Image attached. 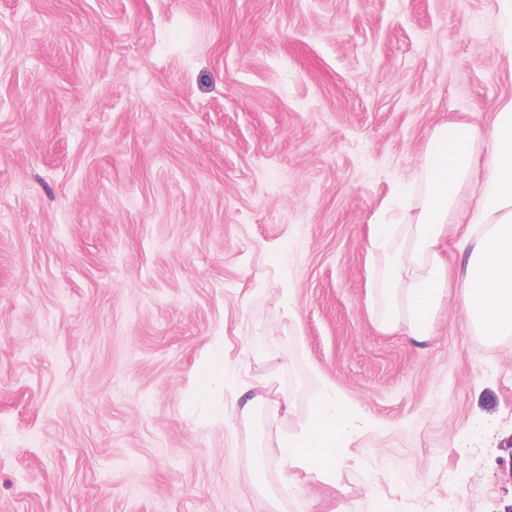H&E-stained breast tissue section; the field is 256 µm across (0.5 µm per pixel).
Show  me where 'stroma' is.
Masks as SVG:
<instances>
[{
    "mask_svg": "<svg viewBox=\"0 0 512 512\" xmlns=\"http://www.w3.org/2000/svg\"><path fill=\"white\" fill-rule=\"evenodd\" d=\"M511 30L503 0H0V512H512V340L367 301L434 127L486 153ZM324 384L369 421L330 482L245 410L291 428ZM227 374L224 364V350L214 349L198 374L197 400L201 403H209L212 392V385L217 379H222Z\"/></svg>",
    "mask_w": 512,
    "mask_h": 512,
    "instance_id": "35a3bbf8",
    "label": "stroma"
}]
</instances>
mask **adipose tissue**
Segmentation results:
<instances>
[{
	"label": "adipose tissue",
	"mask_w": 512,
	"mask_h": 512,
	"mask_svg": "<svg viewBox=\"0 0 512 512\" xmlns=\"http://www.w3.org/2000/svg\"><path fill=\"white\" fill-rule=\"evenodd\" d=\"M477 130L463 122L438 125L407 193L415 204L398 218L379 213L370 226L368 303L379 329L416 340L432 336L447 296L448 271L435 247L457 214L461 188L478 186L468 235L456 247L467 255L458 297L473 330L489 342L512 338V101L497 111L484 161H477ZM365 418L335 388L313 399L298 433L277 438L279 461L328 481Z\"/></svg>",
	"instance_id": "1"
}]
</instances>
